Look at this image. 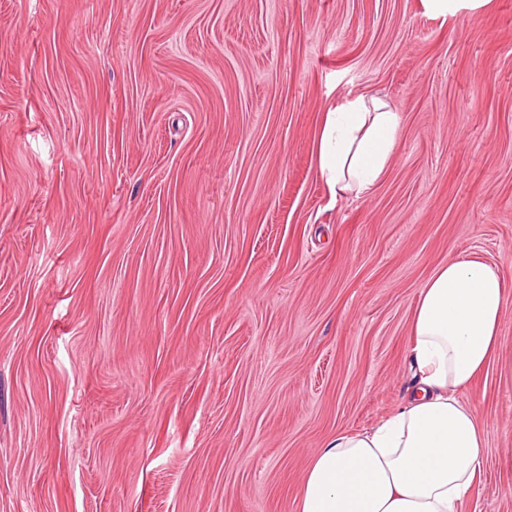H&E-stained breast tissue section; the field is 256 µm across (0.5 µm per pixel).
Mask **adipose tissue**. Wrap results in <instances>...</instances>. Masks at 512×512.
Segmentation results:
<instances>
[{
	"instance_id": "1",
	"label": "adipose tissue",
	"mask_w": 512,
	"mask_h": 512,
	"mask_svg": "<svg viewBox=\"0 0 512 512\" xmlns=\"http://www.w3.org/2000/svg\"><path fill=\"white\" fill-rule=\"evenodd\" d=\"M400 126V114L378 95L347 97L325 112L316 171L333 197L373 191ZM511 300L496 265L460 257L438 266L413 311L406 401L374 428L337 433L315 453L298 512H457L485 445L461 395L492 358Z\"/></svg>"
}]
</instances>
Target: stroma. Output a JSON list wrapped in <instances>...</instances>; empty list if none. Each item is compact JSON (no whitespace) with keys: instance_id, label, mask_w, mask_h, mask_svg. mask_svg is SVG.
Here are the masks:
<instances>
[{"instance_id":"1","label":"stroma","mask_w":512,"mask_h":512,"mask_svg":"<svg viewBox=\"0 0 512 512\" xmlns=\"http://www.w3.org/2000/svg\"><path fill=\"white\" fill-rule=\"evenodd\" d=\"M402 116L332 198L325 112ZM512 280V0H0V512H297L411 386L418 293ZM459 512H512V304ZM489 0H423L426 12L434 17H452L460 11L477 14Z\"/></svg>"}]
</instances>
